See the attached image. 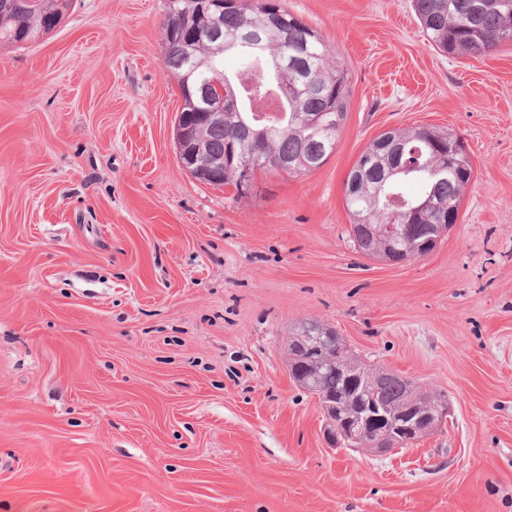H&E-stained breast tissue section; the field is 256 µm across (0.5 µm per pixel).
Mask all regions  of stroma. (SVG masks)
Masks as SVG:
<instances>
[{
	"instance_id": "35a3bbf8",
	"label": "stroma",
	"mask_w": 512,
	"mask_h": 512,
	"mask_svg": "<svg viewBox=\"0 0 512 512\" xmlns=\"http://www.w3.org/2000/svg\"><path fill=\"white\" fill-rule=\"evenodd\" d=\"M347 70L336 148L248 195L191 176L168 0H72L0 45V512H512V44L436 49L411 0H284ZM460 135L457 224L359 253L347 174L380 132ZM442 391V429L330 447L289 372L305 321Z\"/></svg>"
}]
</instances>
